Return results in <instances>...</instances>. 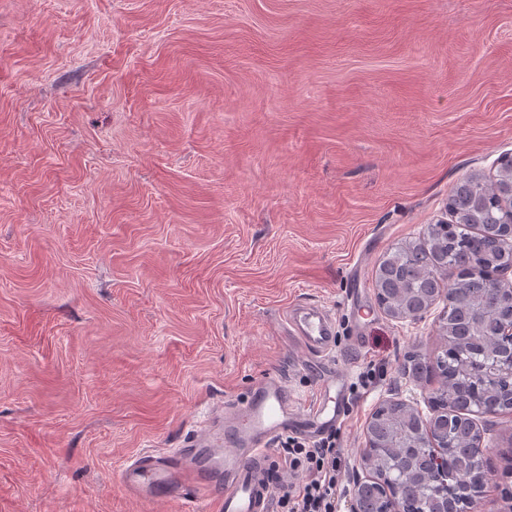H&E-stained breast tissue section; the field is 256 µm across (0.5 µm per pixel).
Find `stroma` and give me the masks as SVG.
Instances as JSON below:
<instances>
[{"instance_id": "1", "label": "stroma", "mask_w": 512, "mask_h": 512, "mask_svg": "<svg viewBox=\"0 0 512 512\" xmlns=\"http://www.w3.org/2000/svg\"><path fill=\"white\" fill-rule=\"evenodd\" d=\"M512 154V0H0V512H177L118 484L270 373L350 392L339 512L383 401L428 415L446 302L376 301L382 258ZM512 512V412L481 419ZM296 309L292 315V333L308 351L320 361H327L335 346V323L315 306Z\"/></svg>"}]
</instances>
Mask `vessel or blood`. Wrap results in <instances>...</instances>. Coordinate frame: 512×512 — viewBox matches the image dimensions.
I'll return each instance as SVG.
<instances>
[{
	"label": "vessel or blood",
	"mask_w": 512,
	"mask_h": 512,
	"mask_svg": "<svg viewBox=\"0 0 512 512\" xmlns=\"http://www.w3.org/2000/svg\"><path fill=\"white\" fill-rule=\"evenodd\" d=\"M294 336L319 360L335 346L332 318L315 306L294 311ZM347 378L326 374L311 403H301L278 376L258 382L246 399L217 406L199 425L192 444L175 451H147L127 462L119 482L142 499L176 505L208 503L215 512H269L265 482L268 448L284 435L317 438L343 419Z\"/></svg>",
	"instance_id": "obj_1"
}]
</instances>
